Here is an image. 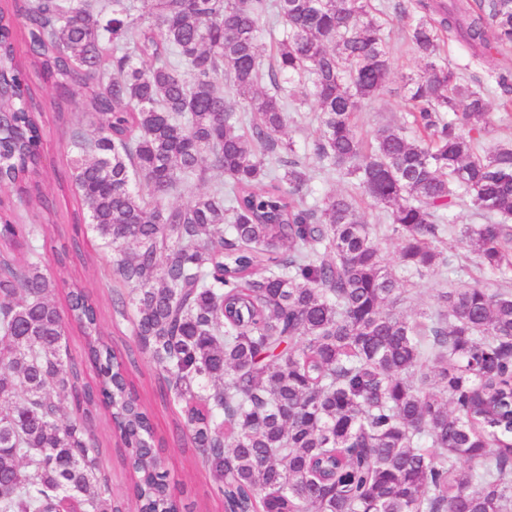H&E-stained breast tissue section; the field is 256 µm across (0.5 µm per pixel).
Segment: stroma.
Returning a JSON list of instances; mask_svg holds the SVG:
<instances>
[{
	"label": "stroma",
	"instance_id": "obj_1",
	"mask_svg": "<svg viewBox=\"0 0 512 512\" xmlns=\"http://www.w3.org/2000/svg\"><path fill=\"white\" fill-rule=\"evenodd\" d=\"M388 16L385 38L390 51L392 75L388 87L379 96L366 101L355 116L358 133L365 144L375 142L378 131L386 126L404 123L406 97L403 79L423 71L424 63L414 51L407 35L405 21L397 16V0H371ZM443 56L449 67L457 69L472 89L483 92L492 114L488 134L480 141L477 150L486 153L500 144L512 142V108H504L503 96L494 76L473 62L457 38L446 39ZM32 86L42 99L47 119L43 125L44 181L43 198L54 205L53 213H46L42 199H31L21 206L15 219L22 224L41 225L37 247L45 264H52L53 254L61 245L78 243L88 260L81 274L97 297L102 324L108 333L117 356L126 365L136 385L141 404L149 412L158 436L166 441L161 450L169 479L182 492V501L188 512H224V502L217 493V481L204 465L194 448L181 445L176 439V427L181 420L178 407L158 378L157 370L146 354L141 353L128 323L113 322L111 318V296L102 288L99 269V240L86 227L75 225L73 213L79 203L71 190L72 170L68 164V129L81 124L86 134H94L96 126L88 114L74 105L55 111L54 90L45 84L38 74L30 76ZM320 128L319 112L314 103L303 105L298 111L288 114V125L284 138L293 140L299 153L309 152L313 139ZM314 197L321 198L337 193L352 197L359 212L377 230L381 255L392 271H399L398 252L400 242L392 230L383 209L371 204L354 183L341 180L337 175L322 171L316 160H309ZM442 246L454 255L452 268H440L422 276H409L397 309L408 316L432 310L437 297L444 288H460L480 284L491 289L498 288V277L485 273L477 266L473 255L455 237H445ZM96 437L102 444L100 467L108 478L112 495L119 499H130L134 476L123 461L121 449L115 448L110 429L104 418H97L93 425Z\"/></svg>",
	"mask_w": 512,
	"mask_h": 512
}]
</instances>
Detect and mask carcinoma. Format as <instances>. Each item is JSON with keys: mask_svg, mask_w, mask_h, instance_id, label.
<instances>
[{"mask_svg": "<svg viewBox=\"0 0 512 512\" xmlns=\"http://www.w3.org/2000/svg\"><path fill=\"white\" fill-rule=\"evenodd\" d=\"M97 2L0 0V79L17 93L0 128V512H129L101 476L90 427L101 410L134 466L137 512H180L96 301L72 274L92 384L61 353L38 227L11 221L10 192L41 196L46 112L32 69L57 108L75 98L96 118L94 137L70 131L74 221L100 240L112 314L183 404L181 439L227 512H512V145L475 153L487 104L440 63L447 32L511 100L512 0L398 4L425 69L404 81L409 126L370 149L354 115L391 76L371 0H152L147 17L132 0ZM295 81L321 114L311 151L386 209L401 266L452 265L439 244L455 234L506 287L443 291L414 320L396 312L401 281L374 229L346 197L309 201L307 166L278 138ZM211 170L224 182L169 203ZM459 192L482 223L446 222Z\"/></svg>", "mask_w": 512, "mask_h": 512, "instance_id": "obj_1", "label": "carcinoma"}]
</instances>
